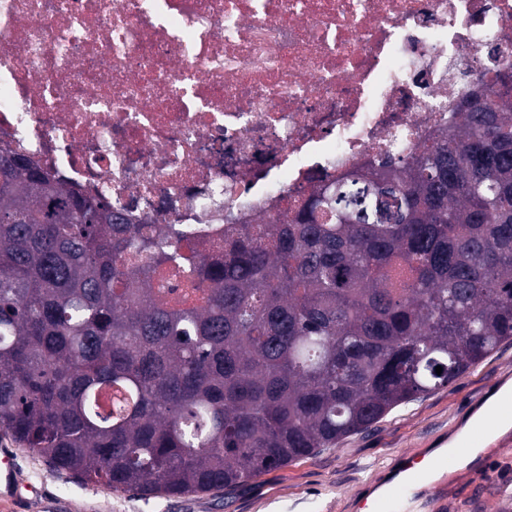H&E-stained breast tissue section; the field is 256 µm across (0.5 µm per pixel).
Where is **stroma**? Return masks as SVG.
<instances>
[{"label":"stroma","instance_id":"35a3bbf8","mask_svg":"<svg viewBox=\"0 0 512 512\" xmlns=\"http://www.w3.org/2000/svg\"><path fill=\"white\" fill-rule=\"evenodd\" d=\"M509 373L512 341L447 386L395 409L368 431L224 493L140 498L83 483L19 447L15 461L20 477L45 491L44 499L26 512H351L349 501L362 480L392 467L407 452L437 447L442 432L461 423L477 397ZM509 481L512 449L496 451L489 469L466 473L452 489L447 512H470L471 493L481 487L486 493L479 512H512V497L504 499L491 490L493 484Z\"/></svg>","mask_w":512,"mask_h":512}]
</instances>
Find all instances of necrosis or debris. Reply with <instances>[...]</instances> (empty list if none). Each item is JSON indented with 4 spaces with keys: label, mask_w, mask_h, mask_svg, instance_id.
Instances as JSON below:
<instances>
[{
    "label": "necrosis or debris",
    "mask_w": 512,
    "mask_h": 512,
    "mask_svg": "<svg viewBox=\"0 0 512 512\" xmlns=\"http://www.w3.org/2000/svg\"><path fill=\"white\" fill-rule=\"evenodd\" d=\"M511 62L512 0H0V149L211 253Z\"/></svg>",
    "instance_id": "1"
}]
</instances>
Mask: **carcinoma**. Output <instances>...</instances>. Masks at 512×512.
Listing matches in <instances>:
<instances>
[{
    "label": "carcinoma",
    "mask_w": 512,
    "mask_h": 512,
    "mask_svg": "<svg viewBox=\"0 0 512 512\" xmlns=\"http://www.w3.org/2000/svg\"><path fill=\"white\" fill-rule=\"evenodd\" d=\"M497 73L411 162L182 253L0 154V431L84 483L231 489L334 448L512 340V111ZM193 269L177 297L147 283ZM442 367L438 374L435 367Z\"/></svg>",
    "instance_id": "obj_1"
}]
</instances>
